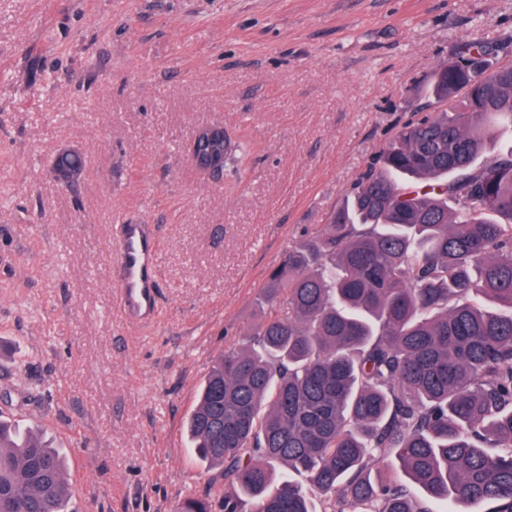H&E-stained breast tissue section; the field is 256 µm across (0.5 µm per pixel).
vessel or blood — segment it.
<instances>
[{"label": "vessel or blood", "mask_w": 512, "mask_h": 512, "mask_svg": "<svg viewBox=\"0 0 512 512\" xmlns=\"http://www.w3.org/2000/svg\"><path fill=\"white\" fill-rule=\"evenodd\" d=\"M113 255V282L123 315L138 323L153 321L158 311V249L151 225H115Z\"/></svg>", "instance_id": "vessel-or-blood-1"}]
</instances>
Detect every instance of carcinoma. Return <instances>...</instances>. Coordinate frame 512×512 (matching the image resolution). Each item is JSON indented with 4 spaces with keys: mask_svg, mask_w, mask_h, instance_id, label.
<instances>
[{
    "mask_svg": "<svg viewBox=\"0 0 512 512\" xmlns=\"http://www.w3.org/2000/svg\"><path fill=\"white\" fill-rule=\"evenodd\" d=\"M468 43L434 71L442 109L403 125L262 288L187 421L217 470L175 512H512V66ZM248 147L224 142V165ZM499 452L491 453L489 449ZM393 451L408 481L377 473ZM306 484L277 480L272 462ZM60 453L0 420V512H66Z\"/></svg>",
    "mask_w": 512,
    "mask_h": 512,
    "instance_id": "1",
    "label": "carcinoma"
}]
</instances>
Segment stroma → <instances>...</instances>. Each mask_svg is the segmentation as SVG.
I'll use <instances>...</instances> for the list:
<instances>
[{
	"instance_id": "stroma-1",
	"label": "stroma",
	"mask_w": 512,
	"mask_h": 512,
	"mask_svg": "<svg viewBox=\"0 0 512 512\" xmlns=\"http://www.w3.org/2000/svg\"><path fill=\"white\" fill-rule=\"evenodd\" d=\"M512 65V0H0V416L66 457L67 512H173L210 473L185 421L463 42ZM221 124L239 177L189 160ZM84 156L68 188L50 161ZM158 236L159 315L125 325L111 238Z\"/></svg>"
}]
</instances>
